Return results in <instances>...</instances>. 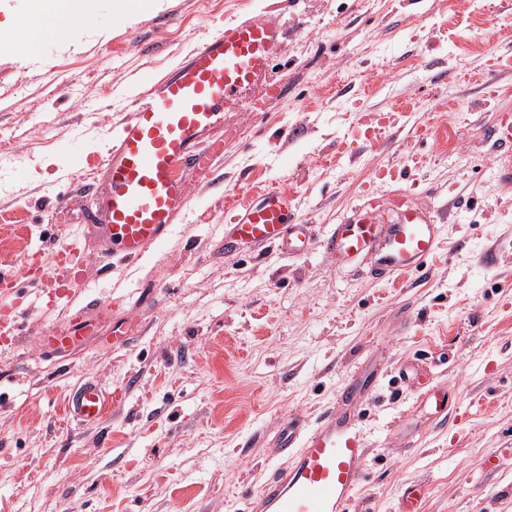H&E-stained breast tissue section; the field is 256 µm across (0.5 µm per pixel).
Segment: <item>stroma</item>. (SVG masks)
I'll return each mask as SVG.
<instances>
[{"mask_svg": "<svg viewBox=\"0 0 512 512\" xmlns=\"http://www.w3.org/2000/svg\"><path fill=\"white\" fill-rule=\"evenodd\" d=\"M131 2L128 18L113 0H64V40L0 46V254L16 262L0 301L26 315L20 344H0V512H248L284 462L287 417L314 426L338 408L369 448L351 512H395L410 482L422 512H512V465L485 466L512 449V183L493 176L492 134L512 112V0ZM256 7L287 23L286 95L225 116L214 178L183 171L190 209L163 244L102 264L93 233L69 234L91 196L54 213L60 175L93 177L130 89ZM270 186L294 190L321 236L370 194L411 196L445 220V244L396 281L320 249L225 255L228 198ZM38 250L50 266L74 252L98 329L63 357L41 338L70 306L43 312L41 274L22 266ZM116 322L126 344L107 341ZM405 361L450 388L446 416L396 383ZM370 373L372 393L342 401ZM86 381L109 402L79 425L65 404Z\"/></svg>", "mask_w": 512, "mask_h": 512, "instance_id": "1", "label": "stroma"}]
</instances>
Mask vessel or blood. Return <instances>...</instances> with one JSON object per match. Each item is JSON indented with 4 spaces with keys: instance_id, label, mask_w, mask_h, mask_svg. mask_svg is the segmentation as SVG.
Returning <instances> with one entry per match:
<instances>
[{
    "instance_id": "b4317fda",
    "label": "vessel or blood",
    "mask_w": 512,
    "mask_h": 512,
    "mask_svg": "<svg viewBox=\"0 0 512 512\" xmlns=\"http://www.w3.org/2000/svg\"><path fill=\"white\" fill-rule=\"evenodd\" d=\"M287 34L281 14L268 8L253 12L203 39L162 78L132 90L131 112L113 130L92 187L101 257L136 260L173 233L189 203L180 172L211 170L218 146L210 136L223 127L227 112L245 103L260 112L268 100L286 94L273 63ZM494 134L505 148L494 175L512 181V114L497 113ZM384 205L380 197L360 203L354 219L333 225L321 237L301 219L296 193L272 187L259 201L233 203L224 249L272 246L283 255L302 257L319 247L340 264L371 258L372 272L381 279L425 269L444 238L441 220L431 208L406 199L395 202L396 217L386 222L380 215ZM92 332L86 307L78 306L65 329L43 337L42 346L62 356ZM399 379L434 410L447 407V388L418 363H403ZM106 402L99 384L84 383L68 398V416L78 424L99 421ZM278 449L292 462L261 487L251 502L254 512H349L368 454L354 416L332 411L314 426L289 417ZM423 497L421 485H405L396 512H421Z\"/></svg>"
}]
</instances>
